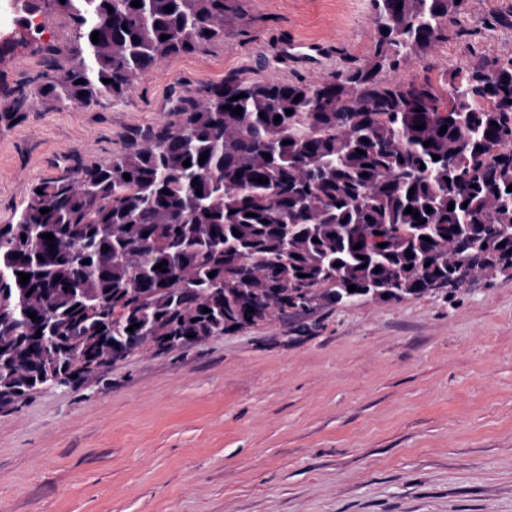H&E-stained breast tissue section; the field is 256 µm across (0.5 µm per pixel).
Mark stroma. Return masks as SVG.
I'll list each match as a JSON object with an SVG mask.
<instances>
[{"label": "stroma", "mask_w": 512, "mask_h": 512, "mask_svg": "<svg viewBox=\"0 0 512 512\" xmlns=\"http://www.w3.org/2000/svg\"><path fill=\"white\" fill-rule=\"evenodd\" d=\"M224 41L148 73L125 103L0 124V225L30 188L120 151L163 119L171 85L267 60L288 81L363 64L367 0H229ZM468 0L464 32L405 69L438 82L452 54H512ZM0 512H512V273L401 301L307 310L0 408Z\"/></svg>", "instance_id": "35a3bbf8"}]
</instances>
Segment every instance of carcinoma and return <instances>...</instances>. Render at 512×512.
<instances>
[{"mask_svg":"<svg viewBox=\"0 0 512 512\" xmlns=\"http://www.w3.org/2000/svg\"><path fill=\"white\" fill-rule=\"evenodd\" d=\"M131 2L29 0L69 18L68 64L26 29L46 70L30 89H0V122L119 104L158 65L247 23L226 0ZM368 2L364 64L295 81L228 72L173 93L167 117L112 157L30 189L0 225V408L91 377L116 345L173 348L360 294L457 288L464 270L512 271V57L404 81L395 73L462 30L467 0Z\"/></svg>","mask_w":512,"mask_h":512,"instance_id":"cac0c4a2","label":"carcinoma"}]
</instances>
